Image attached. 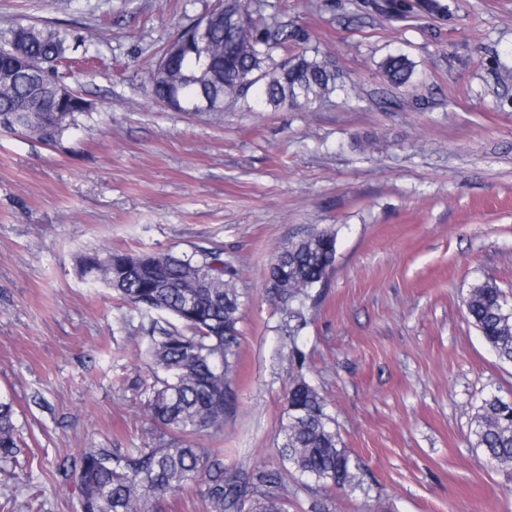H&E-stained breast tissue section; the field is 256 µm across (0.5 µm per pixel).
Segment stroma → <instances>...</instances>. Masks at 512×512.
<instances>
[{
    "instance_id": "1",
    "label": "stroma",
    "mask_w": 512,
    "mask_h": 512,
    "mask_svg": "<svg viewBox=\"0 0 512 512\" xmlns=\"http://www.w3.org/2000/svg\"><path fill=\"white\" fill-rule=\"evenodd\" d=\"M398 16L365 0H268L358 94L308 109L175 112L145 74L215 0H0L17 24L63 28L67 79L93 106L56 143L0 129V397L19 482L9 512H80L71 467L88 448H142L151 337L79 257L109 247L238 270L236 411L195 435L230 471H281L290 384L325 398L361 485L286 477L288 512H512V467L482 462L474 417L512 401V364L468 321L471 288L512 302V0H441ZM406 55L407 86L383 61ZM329 230L336 261L302 321L268 287L274 254ZM14 408L10 400L0 398V465L16 460L20 448L14 423Z\"/></svg>"
}]
</instances>
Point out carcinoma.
I'll use <instances>...</instances> for the list:
<instances>
[{"label": "carcinoma", "mask_w": 512, "mask_h": 512, "mask_svg": "<svg viewBox=\"0 0 512 512\" xmlns=\"http://www.w3.org/2000/svg\"><path fill=\"white\" fill-rule=\"evenodd\" d=\"M368 6L385 16L402 8L400 0H369ZM266 4L257 0H217L209 45L204 51L191 22L175 39L181 55L162 50L147 71L156 99L209 102L210 112L224 111V101L247 103L251 87L261 91L275 108L310 106L335 88L329 63L308 50L276 60L288 47L309 42L307 33L263 17ZM17 53L39 60L26 72H10L0 65V128L26 130L54 143L77 117L78 103L56 97L64 81L57 64L66 60L69 34L62 29L20 25L12 33ZM390 82H410L413 66L403 55L384 65ZM294 259L288 268L274 257L269 273L285 272L282 311L297 318L311 291L329 275L336 235L328 230L288 244ZM82 276L105 282L138 312H164L175 322L151 321V374L146 386L145 411L159 429L153 444L144 448H91L74 462L72 473L82 512H156L163 495L204 479L203 497L212 512H284L280 496L282 476L258 470L247 481L224 469L219 457L191 440L203 429H220L234 410L232 376L240 348V302L231 288L237 268L224 260V250L212 247L191 257L171 253H127L102 248L79 259ZM494 282L475 286L464 300L469 322L500 360L512 363V310ZM13 402L0 398V465L16 460L19 450ZM477 447L488 466H512V402L498 396L484 400L476 414ZM278 448L285 471L302 481L337 488L360 486L358 459L341 445L340 435L324 399L306 380L298 379L287 394L286 421L281 424Z\"/></svg>", "instance_id": "cac0c4a2"}]
</instances>
